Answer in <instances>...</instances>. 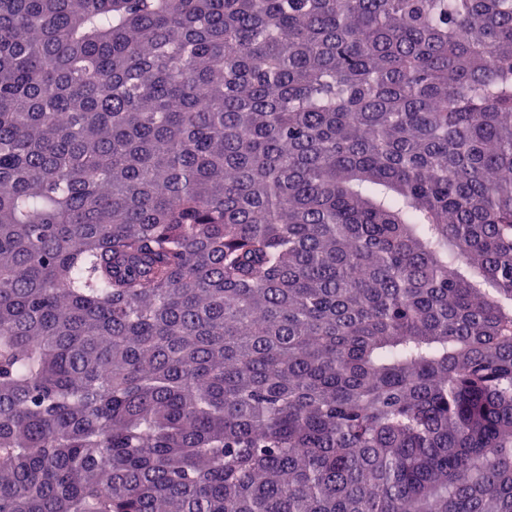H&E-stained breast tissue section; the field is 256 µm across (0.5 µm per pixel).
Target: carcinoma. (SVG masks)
Listing matches in <instances>:
<instances>
[{"mask_svg":"<svg viewBox=\"0 0 512 512\" xmlns=\"http://www.w3.org/2000/svg\"><path fill=\"white\" fill-rule=\"evenodd\" d=\"M0 512H512V0H0Z\"/></svg>","mask_w":512,"mask_h":512,"instance_id":"1","label":"carcinoma"}]
</instances>
